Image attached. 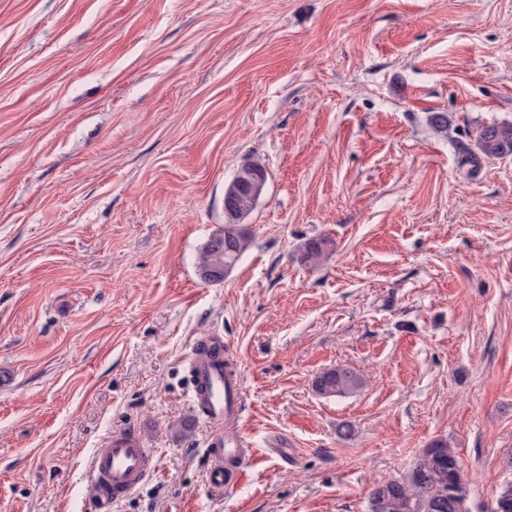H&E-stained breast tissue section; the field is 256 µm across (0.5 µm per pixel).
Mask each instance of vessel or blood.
I'll return each mask as SVG.
<instances>
[{
	"label": "vessel or blood",
	"instance_id": "obj_1",
	"mask_svg": "<svg viewBox=\"0 0 512 512\" xmlns=\"http://www.w3.org/2000/svg\"><path fill=\"white\" fill-rule=\"evenodd\" d=\"M187 371L197 408L216 428L204 450L207 480L218 489L234 488L253 455L246 436L234 426L242 412L240 367L232 363L223 337L204 336L187 357ZM155 470L151 451L136 433L113 432L96 450L89 466L97 512H112L114 504Z\"/></svg>",
	"mask_w": 512,
	"mask_h": 512
}]
</instances>
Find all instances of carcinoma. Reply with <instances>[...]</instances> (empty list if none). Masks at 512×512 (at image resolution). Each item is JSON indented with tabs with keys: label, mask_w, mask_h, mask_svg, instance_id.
I'll list each match as a JSON object with an SVG mask.
<instances>
[{
	"label": "carcinoma",
	"mask_w": 512,
	"mask_h": 512,
	"mask_svg": "<svg viewBox=\"0 0 512 512\" xmlns=\"http://www.w3.org/2000/svg\"><path fill=\"white\" fill-rule=\"evenodd\" d=\"M475 152H468L461 164L477 170L481 162L512 155V124H491L476 133ZM267 179L265 168L257 162L243 164L227 191L240 185H254L257 195H237L235 211L225 214L224 229L212 234L199 255V268L204 279L219 282L224 273L235 266L251 245V237L241 224L254 209ZM328 241L309 240L301 251V261L318 266L327 250ZM362 385L356 372L336 367L320 374L313 383L317 393L325 397H341ZM469 488L459 461L448 443L438 440L425 448L413 466L402 476L378 483L371 492L372 512H471Z\"/></svg>",
	"instance_id": "1"
}]
</instances>
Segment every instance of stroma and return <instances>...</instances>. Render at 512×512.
Here are the masks:
<instances>
[{"label": "stroma", "instance_id": "1", "mask_svg": "<svg viewBox=\"0 0 512 512\" xmlns=\"http://www.w3.org/2000/svg\"><path fill=\"white\" fill-rule=\"evenodd\" d=\"M493 123L512 0H0V512H89L123 428L157 468L113 512H370L437 439L489 512L512 482V155L461 159ZM249 160L252 243L205 281ZM213 334L259 450L228 491L187 375ZM336 367L361 387L317 394Z\"/></svg>", "mask_w": 512, "mask_h": 512}]
</instances>
